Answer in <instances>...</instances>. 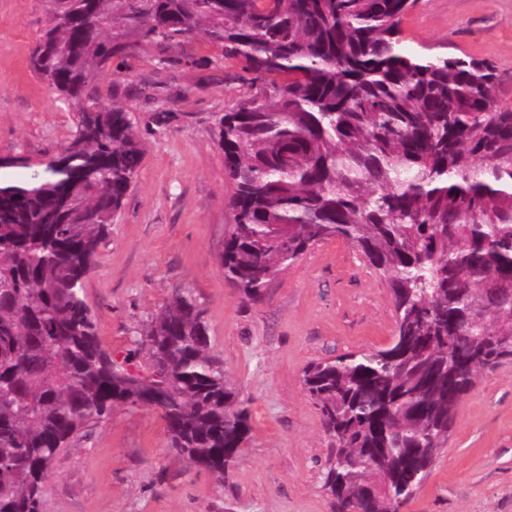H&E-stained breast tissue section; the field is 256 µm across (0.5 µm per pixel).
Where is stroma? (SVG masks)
I'll list each match as a JSON object with an SVG mask.
<instances>
[{
    "label": "stroma",
    "mask_w": 512,
    "mask_h": 512,
    "mask_svg": "<svg viewBox=\"0 0 512 512\" xmlns=\"http://www.w3.org/2000/svg\"><path fill=\"white\" fill-rule=\"evenodd\" d=\"M44 0H0V155L29 179L60 153L77 117L30 66ZM406 47L492 61L498 103L512 107V0H415ZM100 104L120 102L144 150L141 167L99 247L85 299L103 347L137 349L174 288L197 294L211 348L249 409L251 433L232 475L217 482L174 455L159 411L115 408L56 460L42 512H335L324 487L330 441L302 386L305 368L387 345L395 312L384 279L355 247H310L247 300L219 256L234 222L233 186L213 123L253 94L243 62L194 35L174 48L127 36ZM401 512H512V360L486 371L461 399L447 448Z\"/></svg>",
    "instance_id": "1"
}]
</instances>
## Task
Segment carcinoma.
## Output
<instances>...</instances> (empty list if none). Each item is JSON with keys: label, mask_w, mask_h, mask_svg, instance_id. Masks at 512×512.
Instances as JSON below:
<instances>
[{"label": "carcinoma", "mask_w": 512, "mask_h": 512, "mask_svg": "<svg viewBox=\"0 0 512 512\" xmlns=\"http://www.w3.org/2000/svg\"><path fill=\"white\" fill-rule=\"evenodd\" d=\"M414 2L49 0L31 60L78 120L42 175L0 184V512H41L58 456L116 407L160 411L170 448L221 483L250 433L192 290L144 329L147 374L138 350L102 347L85 300L143 159L129 112L92 87L132 14L153 42L204 34L259 83L214 122L234 189L225 280L257 302L336 238L386 278L389 344L312 364L303 386L331 440L337 512L415 497L462 396L512 359V108L492 63L403 45Z\"/></svg>", "instance_id": "1"}]
</instances>
